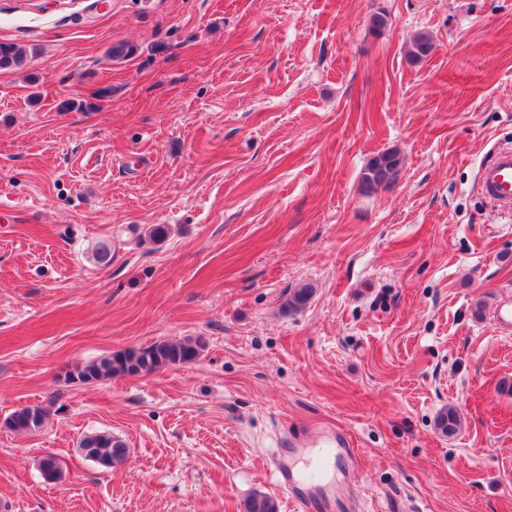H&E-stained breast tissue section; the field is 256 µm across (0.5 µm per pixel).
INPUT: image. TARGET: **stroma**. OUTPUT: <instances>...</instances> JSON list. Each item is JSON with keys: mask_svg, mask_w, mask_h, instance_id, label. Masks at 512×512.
Here are the masks:
<instances>
[{"mask_svg": "<svg viewBox=\"0 0 512 512\" xmlns=\"http://www.w3.org/2000/svg\"><path fill=\"white\" fill-rule=\"evenodd\" d=\"M0 41L37 51L0 70L8 512H244L257 491L292 512L271 454L327 426L361 457L332 476L353 512H512V212L477 180L512 148V0H0ZM389 150L399 174L365 192ZM185 337L193 363L65 378ZM33 405L42 429L4 426ZM102 432L125 463L82 455ZM79 448L84 457L107 468L123 464L129 454L125 443L109 433L85 436L81 439Z\"/></svg>", "mask_w": 512, "mask_h": 512, "instance_id": "1", "label": "stroma"}]
</instances>
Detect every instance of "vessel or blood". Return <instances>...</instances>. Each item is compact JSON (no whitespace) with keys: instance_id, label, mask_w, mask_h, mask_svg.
<instances>
[{"instance_id":"vessel-or-blood-1","label":"vessel or blood","mask_w":512,"mask_h":512,"mask_svg":"<svg viewBox=\"0 0 512 512\" xmlns=\"http://www.w3.org/2000/svg\"><path fill=\"white\" fill-rule=\"evenodd\" d=\"M482 193L504 210L512 209V149L495 150L479 173ZM321 451L309 471L297 469L294 456L304 450L303 444L289 440L287 448L278 449L274 457L276 485L287 492L294 512H342L343 503L337 502L324 482L323 472L329 465L354 463L358 454L349 434L332 428L318 436Z\"/></svg>"}]
</instances>
